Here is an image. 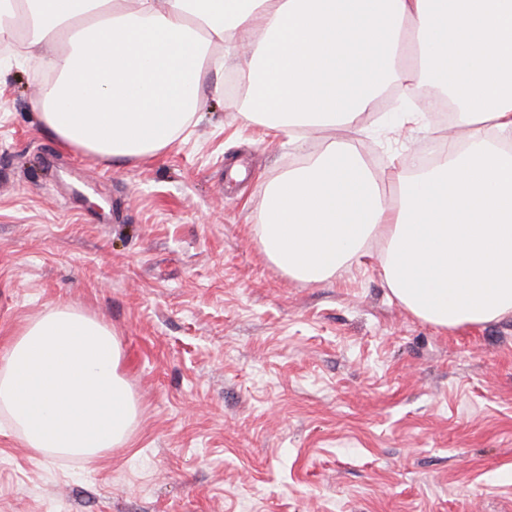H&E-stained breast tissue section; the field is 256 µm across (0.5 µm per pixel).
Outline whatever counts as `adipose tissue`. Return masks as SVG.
<instances>
[{
    "mask_svg": "<svg viewBox=\"0 0 512 512\" xmlns=\"http://www.w3.org/2000/svg\"><path fill=\"white\" fill-rule=\"evenodd\" d=\"M53 78L39 120L66 150L122 165L174 144L224 56L265 118L298 141L356 126L394 85L456 104L464 138L386 199L352 145L330 141L265 191L259 241L292 278L317 283L386 247L393 298L442 329L512 317V0H0V41ZM121 342L102 319L57 304L22 325L0 358V414L34 453L93 461L127 444L137 406Z\"/></svg>",
    "mask_w": 512,
    "mask_h": 512,
    "instance_id": "obj_1",
    "label": "adipose tissue"
}]
</instances>
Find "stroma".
Segmentation results:
<instances>
[{"instance_id": "obj_1", "label": "stroma", "mask_w": 512, "mask_h": 512, "mask_svg": "<svg viewBox=\"0 0 512 512\" xmlns=\"http://www.w3.org/2000/svg\"><path fill=\"white\" fill-rule=\"evenodd\" d=\"M0 82V348L66 303L118 335L138 414L100 459L0 420V512H512V318L442 331L391 295L370 239L320 283L263 252L264 189L326 145L243 124L206 89L175 144L121 167L67 151ZM382 94L336 128L382 191L448 134Z\"/></svg>"}]
</instances>
